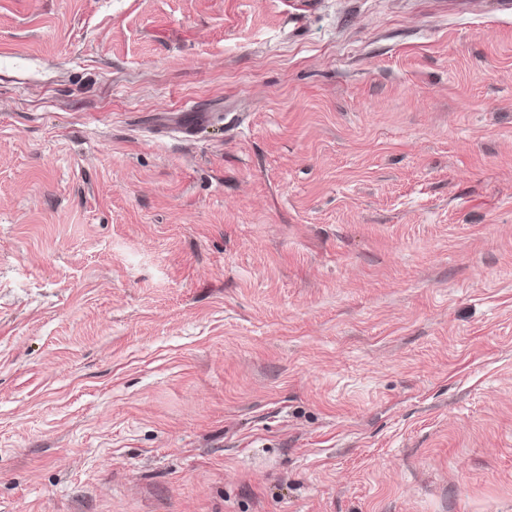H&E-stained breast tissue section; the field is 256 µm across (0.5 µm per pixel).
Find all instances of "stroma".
I'll return each mask as SVG.
<instances>
[{"label": "stroma", "instance_id": "35a3bbf8", "mask_svg": "<svg viewBox=\"0 0 512 512\" xmlns=\"http://www.w3.org/2000/svg\"><path fill=\"white\" fill-rule=\"evenodd\" d=\"M0 512H512V12L0 0Z\"/></svg>", "mask_w": 512, "mask_h": 512}]
</instances>
